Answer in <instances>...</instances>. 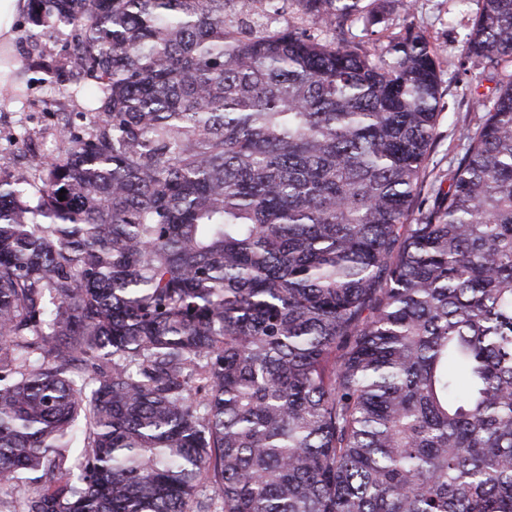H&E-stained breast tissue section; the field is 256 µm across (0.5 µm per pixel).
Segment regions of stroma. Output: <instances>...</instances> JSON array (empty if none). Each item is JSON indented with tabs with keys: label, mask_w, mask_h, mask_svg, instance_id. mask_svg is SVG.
Segmentation results:
<instances>
[{
	"label": "stroma",
	"mask_w": 512,
	"mask_h": 512,
	"mask_svg": "<svg viewBox=\"0 0 512 512\" xmlns=\"http://www.w3.org/2000/svg\"><path fill=\"white\" fill-rule=\"evenodd\" d=\"M480 8L481 0H413L408 10L402 0H378L375 20L369 24L360 20L352 27L353 34L367 28L383 41L410 24L437 47L443 109L431 164L439 172L458 157L463 130L474 126L481 115L477 96L492 97L499 82L507 78L503 72H485L477 60L464 56L465 41ZM62 102L57 89L36 82L28 102L0 105V170L23 163L33 151L49 161L61 155L64 144L57 133L55 112ZM24 128L37 132L34 147L17 142L16 135Z\"/></svg>",
	"instance_id": "stroma-1"
}]
</instances>
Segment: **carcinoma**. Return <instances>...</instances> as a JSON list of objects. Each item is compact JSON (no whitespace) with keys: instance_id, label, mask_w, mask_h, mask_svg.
I'll list each match as a JSON object with an SVG mask.
<instances>
[{"instance_id":"obj_1","label":"carcinoma","mask_w":512,"mask_h":512,"mask_svg":"<svg viewBox=\"0 0 512 512\" xmlns=\"http://www.w3.org/2000/svg\"><path fill=\"white\" fill-rule=\"evenodd\" d=\"M373 14L28 0L0 95L93 120L0 176V512H512V79L430 182L438 50Z\"/></svg>"}]
</instances>
